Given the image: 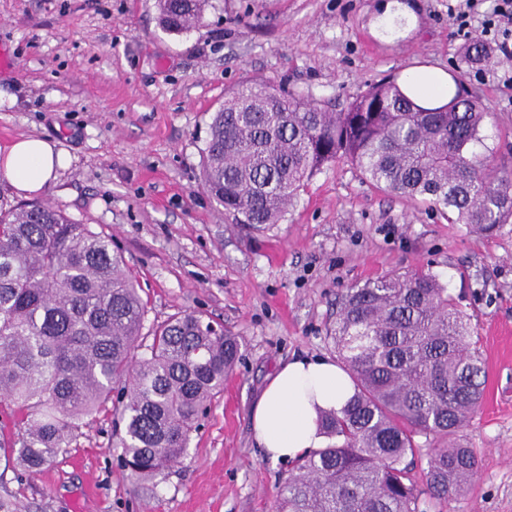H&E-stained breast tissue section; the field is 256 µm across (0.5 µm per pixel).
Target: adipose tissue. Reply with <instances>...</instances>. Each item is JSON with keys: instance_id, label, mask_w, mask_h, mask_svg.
Wrapping results in <instances>:
<instances>
[{"instance_id": "obj_1", "label": "adipose tissue", "mask_w": 512, "mask_h": 512, "mask_svg": "<svg viewBox=\"0 0 512 512\" xmlns=\"http://www.w3.org/2000/svg\"><path fill=\"white\" fill-rule=\"evenodd\" d=\"M376 9L373 35L400 38L417 23L414 0H378ZM398 83L418 106L431 109L448 102L452 80L446 70L420 64L404 70ZM67 163L54 143L23 136L0 151V180L20 194L37 193L55 181ZM353 394L348 373L330 358L296 357L281 364L250 412L258 448L273 461H296L322 448V415L341 411Z\"/></svg>"}]
</instances>
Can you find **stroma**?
Listing matches in <instances>:
<instances>
[{
	"label": "stroma",
	"instance_id": "35a3bbf8",
	"mask_svg": "<svg viewBox=\"0 0 512 512\" xmlns=\"http://www.w3.org/2000/svg\"><path fill=\"white\" fill-rule=\"evenodd\" d=\"M377 0H209L203 23L166 31L157 0H0V148L20 136L70 157L36 198L111 235L136 274L148 324L196 311L239 336L241 357L157 487L119 465L112 409L39 472L0 460V495L21 512H274L291 465L266 460L250 408L288 359L335 357L327 335L348 288L423 270L447 283L477 331L483 399L452 438L476 449L478 475L445 512H512V223L482 234L369 183L346 160L305 181L280 223L252 232L201 181L215 110L239 84L272 78L345 107L369 85L423 60L451 72L487 106L479 152L512 171V61L468 67L490 43L479 0H418V23L389 41L370 32Z\"/></svg>",
	"mask_w": 512,
	"mask_h": 512
}]
</instances>
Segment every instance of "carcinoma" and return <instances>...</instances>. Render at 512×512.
Listing matches in <instances>:
<instances>
[{"label":"carcinoma","instance_id":"obj_1","mask_svg":"<svg viewBox=\"0 0 512 512\" xmlns=\"http://www.w3.org/2000/svg\"><path fill=\"white\" fill-rule=\"evenodd\" d=\"M163 26H199L207 0H159ZM488 113L460 82L448 104L417 106L389 79L335 112L273 80L246 82L215 113L202 184L238 223L278 224L305 179L343 158L377 187L491 234L512 221V173L473 146ZM112 237L48 203L0 210V412L20 409L0 451L29 473L52 465L112 402L114 447L130 478L156 485L185 457L195 423L240 352L194 311L153 327ZM470 318L423 271L342 296L329 338L355 393L321 424L331 442L299 460L277 512H436L477 474L473 448H421L452 436L483 395ZM425 458V484L412 470Z\"/></svg>","mask_w":512,"mask_h":512}]
</instances>
